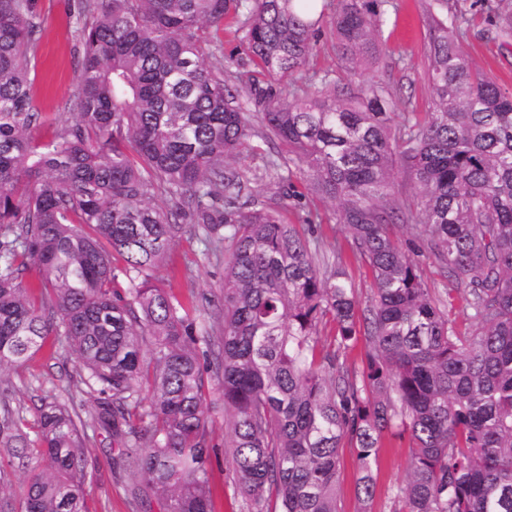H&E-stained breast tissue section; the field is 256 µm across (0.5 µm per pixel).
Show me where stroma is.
Returning a JSON list of instances; mask_svg holds the SVG:
<instances>
[{"label":"stroma","instance_id":"1","mask_svg":"<svg viewBox=\"0 0 512 512\" xmlns=\"http://www.w3.org/2000/svg\"><path fill=\"white\" fill-rule=\"evenodd\" d=\"M469 23L460 44L462 54L473 68L512 88V35L500 30L504 18L512 16V0H469ZM425 0H392L389 19L380 39L377 62L363 65L356 74H348L336 47V34L331 18H324L320 33L313 43L309 61L310 73H332L349 87L383 80L397 91L399 111L425 116L432 107L427 80L428 28L424 21ZM36 21L40 27L36 45V69L33 74L34 94L44 124L35 130L36 140H46L53 126L68 117L71 100L79 76L81 46L79 31L83 18L78 0H35ZM255 66L243 53L234 28L224 32V79L240 89L239 100L248 103L243 88L247 75ZM233 164L244 176L247 196L274 204L285 222L297 223L296 199H303L321 219L318 229L325 243H339L347 259L360 307L371 304L372 278L366 266L352 262L348 234L336 222L334 202L309 194L300 174L283 182L265 174L264 161L258 153L245 150ZM390 231L399 240L415 246L424 282L432 296L445 301L448 317L460 330L471 324L469 312L461 298H449L457 282L448 280L439 262L427 249L421 225L394 224ZM157 285L172 289L181 298L195 296L197 304L211 306L219 301L224 287V258L209 254L199 239L181 236L176 239L164 264L153 273ZM58 401L87 415L92 403L80 383L75 357L61 348L44 346L21 366L0 372V422L19 419L23 429L34 432L38 408L42 401ZM379 457L372 466L374 497L370 507H363L356 490V452L350 443L339 450L338 498L342 512H392L393 498L404 484L409 460L408 438L384 434ZM88 447L93 463L86 482L89 512H135L127 478L112 468L115 454L111 438L101 431H89Z\"/></svg>","mask_w":512,"mask_h":512}]
</instances>
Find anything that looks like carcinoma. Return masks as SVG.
<instances>
[{"mask_svg": "<svg viewBox=\"0 0 512 512\" xmlns=\"http://www.w3.org/2000/svg\"><path fill=\"white\" fill-rule=\"evenodd\" d=\"M391 0H336L349 73L376 60ZM327 0H82L81 60L69 117L44 142L34 103V0H0V372L62 336L93 396L88 418L44 403L37 442L0 424V477L28 473L22 512H87L86 429L117 445L113 464L143 509L215 512L212 422L246 512H340L338 448L357 449V492L373 498L384 432L409 436L394 512H512V90L459 50L466 10L429 0L433 111L393 112L379 83L344 91L307 65ZM260 67L248 95L265 137L308 189L336 203L353 255L371 271L359 304L339 249L300 234L265 202L242 201L230 159L258 136L224 81L223 44L199 34L227 18ZM419 189L395 196L397 168ZM163 195L175 202L165 211ZM421 223L463 285L460 333L389 230ZM224 254V335L200 336L194 302L152 283L180 235ZM333 253L334 262L325 261ZM38 269L39 279L27 274ZM125 278L129 288L117 287ZM335 324L332 339L320 326ZM362 366L347 364L359 338ZM217 384L205 386L204 371Z\"/></svg>", "mask_w": 512, "mask_h": 512, "instance_id": "carcinoma-1", "label": "carcinoma"}]
</instances>
